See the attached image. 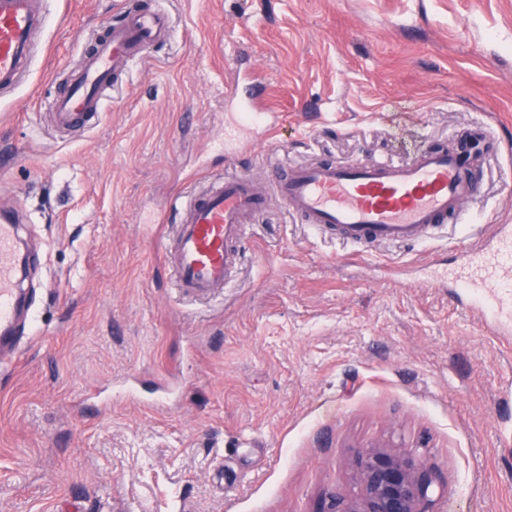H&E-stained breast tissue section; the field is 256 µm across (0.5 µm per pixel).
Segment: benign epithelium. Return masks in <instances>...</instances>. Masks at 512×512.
I'll return each mask as SVG.
<instances>
[{"label": "benign epithelium", "instance_id": "7a95c632", "mask_svg": "<svg viewBox=\"0 0 512 512\" xmlns=\"http://www.w3.org/2000/svg\"><path fill=\"white\" fill-rule=\"evenodd\" d=\"M350 467L359 492L334 494L316 512H434L433 471L417 451L369 449L357 453Z\"/></svg>", "mask_w": 512, "mask_h": 512}]
</instances>
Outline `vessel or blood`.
Instances as JSON below:
<instances>
[{"label": "vessel or blood", "instance_id": "b4317fda", "mask_svg": "<svg viewBox=\"0 0 512 512\" xmlns=\"http://www.w3.org/2000/svg\"><path fill=\"white\" fill-rule=\"evenodd\" d=\"M47 24L36 0H0V91L20 85ZM172 32L169 16L160 9L129 11L51 101L56 126L90 125L105 110V89L119 88L128 64ZM266 117L265 109L252 103L226 113L225 149L243 145L251 126ZM480 190L478 179L463 173L458 156L448 150L424 151L405 164L365 158L278 163L260 180L227 174L175 203L176 234L162 245L163 262L184 295L214 296L235 277L248 225L271 199L343 244L409 246L445 224L462 223L467 204ZM20 257V220L15 213L0 212V346L17 339ZM457 277L474 289L477 313L499 327L512 324V225H493L490 234L467 243Z\"/></svg>", "mask_w": 512, "mask_h": 512}]
</instances>
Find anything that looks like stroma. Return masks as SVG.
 Masks as SVG:
<instances>
[{
  "mask_svg": "<svg viewBox=\"0 0 512 512\" xmlns=\"http://www.w3.org/2000/svg\"><path fill=\"white\" fill-rule=\"evenodd\" d=\"M50 24L0 92V210L26 211L28 335L0 360V512H316L348 460L418 449L438 512H512V348L447 280L512 224V0H39ZM170 41L95 124L47 106L124 12ZM263 93V149L224 151L225 93ZM476 142L472 223L359 248L279 201L222 295L161 260L165 203L267 163H404Z\"/></svg>",
  "mask_w": 512,
  "mask_h": 512,
  "instance_id": "stroma-1",
  "label": "stroma"
}]
</instances>
